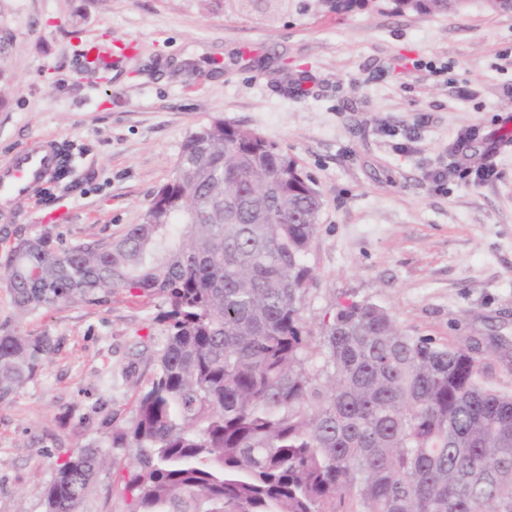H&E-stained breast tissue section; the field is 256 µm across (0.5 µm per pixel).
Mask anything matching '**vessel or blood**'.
Here are the masks:
<instances>
[{"label":"vessel or blood","mask_w":512,"mask_h":512,"mask_svg":"<svg viewBox=\"0 0 512 512\" xmlns=\"http://www.w3.org/2000/svg\"><path fill=\"white\" fill-rule=\"evenodd\" d=\"M58 143L38 139L0 163V204L32 198L57 163Z\"/></svg>","instance_id":"vessel-or-blood-1"}]
</instances>
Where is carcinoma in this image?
<instances>
[{
	"mask_svg": "<svg viewBox=\"0 0 512 512\" xmlns=\"http://www.w3.org/2000/svg\"><path fill=\"white\" fill-rule=\"evenodd\" d=\"M274 19L293 0H222ZM469 0H301L295 10L438 15ZM320 195L297 161L221 119L188 135L172 181L116 241L12 240L0 286L19 315L120 289L162 300L164 344L128 427L68 452L45 512H80L116 451L131 512H512V394L477 356L408 336L386 308L345 300L313 333L305 257ZM52 338L0 325V402Z\"/></svg>",
	"mask_w": 512,
	"mask_h": 512,
	"instance_id": "cac0c4a2",
	"label": "carcinoma"
}]
</instances>
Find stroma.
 <instances>
[{"label": "stroma", "mask_w": 512, "mask_h": 512, "mask_svg": "<svg viewBox=\"0 0 512 512\" xmlns=\"http://www.w3.org/2000/svg\"><path fill=\"white\" fill-rule=\"evenodd\" d=\"M118 40L134 52L86 74L78 47ZM216 119L277 144L320 194L311 326L345 299L380 305L407 335L475 349L484 385L512 394V148L494 147L512 122V11L471 0L447 15L291 11L267 25L202 0H0V161L40 135L70 147L60 182L0 208L13 234L120 238L187 136ZM490 151L494 180L426 177ZM158 305L117 290L24 318L54 351L0 404V512H44L65 452L130 424L163 343ZM125 473L101 472L82 512H131Z\"/></svg>", "instance_id": "1"}]
</instances>
